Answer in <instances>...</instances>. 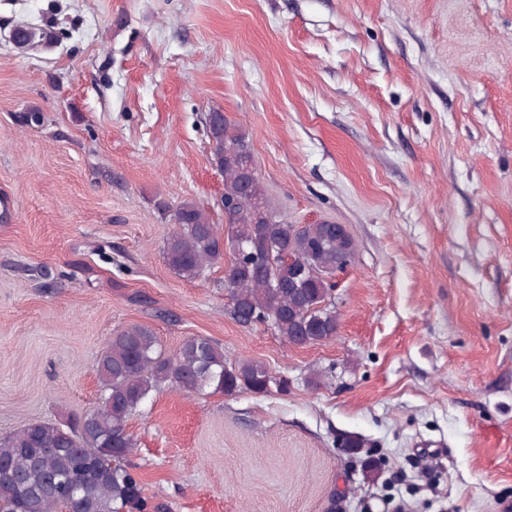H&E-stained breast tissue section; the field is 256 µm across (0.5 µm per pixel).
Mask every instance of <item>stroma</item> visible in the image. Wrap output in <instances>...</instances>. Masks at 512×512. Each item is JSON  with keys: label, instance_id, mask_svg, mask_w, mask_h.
<instances>
[{"label": "stroma", "instance_id": "stroma-1", "mask_svg": "<svg viewBox=\"0 0 512 512\" xmlns=\"http://www.w3.org/2000/svg\"><path fill=\"white\" fill-rule=\"evenodd\" d=\"M215 109L277 212L356 242L326 343L166 263L173 206L224 221ZM132 325L288 379L141 405L160 512H512V0H0V436L94 409ZM15 31H18L19 34L15 33L12 41L14 45L20 49L27 48L34 44H40L43 47H51L55 43L52 33L30 26L28 23L17 24Z\"/></svg>", "mask_w": 512, "mask_h": 512}]
</instances>
